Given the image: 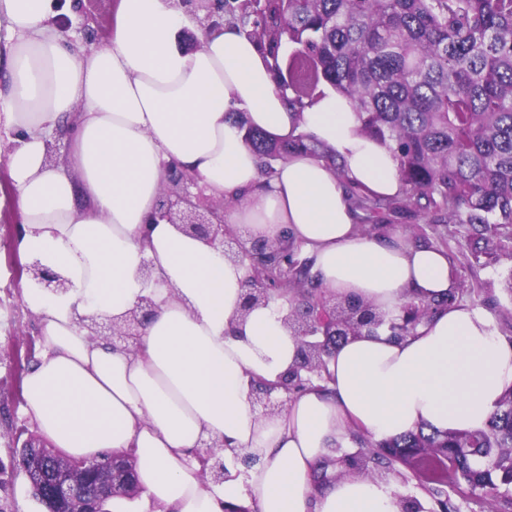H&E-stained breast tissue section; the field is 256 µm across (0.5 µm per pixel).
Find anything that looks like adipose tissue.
Returning a JSON list of instances; mask_svg holds the SVG:
<instances>
[{
  "label": "adipose tissue",
  "instance_id": "1",
  "mask_svg": "<svg viewBox=\"0 0 512 512\" xmlns=\"http://www.w3.org/2000/svg\"><path fill=\"white\" fill-rule=\"evenodd\" d=\"M75 8L0 0V144L11 147L16 248L68 281L22 285L40 321L24 379L39 436L73 459L133 454L139 494L113 497L112 512H403L393 483L332 473L333 453L359 433L384 441L421 427L484 429L512 387V342L493 317L460 303L400 340L381 327L348 337L326 358L327 385L262 415L252 390L296 361L285 307L240 315L246 266L150 221L179 169L205 196L232 202L225 223L255 239L290 238L324 291L391 319L454 288L443 249L357 228L351 189L403 190L393 153L361 133L336 91L292 104L275 59L239 25L203 28L174 0H117L108 39L87 50L58 24ZM251 129L280 144L310 139L344 169L295 149L265 175ZM64 131L61 167L46 143ZM144 297L154 314L134 347L89 338L85 319L122 322ZM206 440L220 444L223 482L201 473Z\"/></svg>",
  "mask_w": 512,
  "mask_h": 512
}]
</instances>
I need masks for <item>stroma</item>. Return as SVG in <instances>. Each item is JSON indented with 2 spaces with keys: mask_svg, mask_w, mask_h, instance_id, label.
I'll return each instance as SVG.
<instances>
[{
  "mask_svg": "<svg viewBox=\"0 0 512 512\" xmlns=\"http://www.w3.org/2000/svg\"><path fill=\"white\" fill-rule=\"evenodd\" d=\"M360 229L370 235L399 232L411 242L430 246L436 236H444L443 248L456 273L458 301L488 310L498 333L512 341V293L505 288L512 278V241L504 243L490 235L474 243L469 225L449 223L447 212L423 211L411 203L362 211ZM24 263L15 245L0 243V465L12 472L0 489V512H37L39 507L24 475L12 470L22 435L36 432L23 398V379L31 363L14 355L38 337L36 318L23 307L16 277Z\"/></svg>",
  "mask_w": 512,
  "mask_h": 512,
  "instance_id": "35a3bbf8",
  "label": "stroma"
}]
</instances>
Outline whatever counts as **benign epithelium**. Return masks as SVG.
Instances as JSON below:
<instances>
[{"mask_svg": "<svg viewBox=\"0 0 512 512\" xmlns=\"http://www.w3.org/2000/svg\"><path fill=\"white\" fill-rule=\"evenodd\" d=\"M179 5L191 14L204 11L198 18L204 27L218 26L224 23V0H178ZM170 187L162 189L154 221L165 220L177 224L186 234L203 240L232 262L249 263L248 275L244 282V293L240 304V316H246L251 310L265 306L270 301V291L282 285L276 271L285 268L295 270V284L313 286L315 277L310 275V263L306 260L282 261L274 264L269 258L290 255L292 244L283 239L277 243L263 240L245 241L231 233L224 224V205L215 204L203 207L196 202L197 187L194 178L174 170L168 177ZM30 277L37 279L48 288L62 289L65 282L52 271L37 264L25 267ZM366 309L360 302L345 301L341 305H332L329 300L318 296L307 298L288 308L283 318L291 335L299 341L296 364L288 369L275 384L262 383L252 392V402L262 408L263 413L273 414L284 405V400L273 395L282 391L287 395L295 394L313 380H326V360L332 343L328 341L330 332L326 330L323 315L327 312L339 317L341 325L350 335L359 333V317ZM152 311V301L148 298L132 309L124 321L116 324L110 320H88L86 327L89 336H104L112 344H127L140 335L143 321ZM205 454L199 456L203 470L213 480L221 481L226 474L221 462L210 459L209 448L216 447L208 441L202 442ZM85 472L97 487L119 489L132 495L137 492L135 469L123 455L109 456L105 459H91L83 462ZM27 480L33 491L44 494L50 503L49 512H101L99 497L92 490L80 488L73 474L63 466L46 464L27 473Z\"/></svg>", "mask_w": 512, "mask_h": 512, "instance_id": "7a95c632", "label": "benign epithelium"}]
</instances>
